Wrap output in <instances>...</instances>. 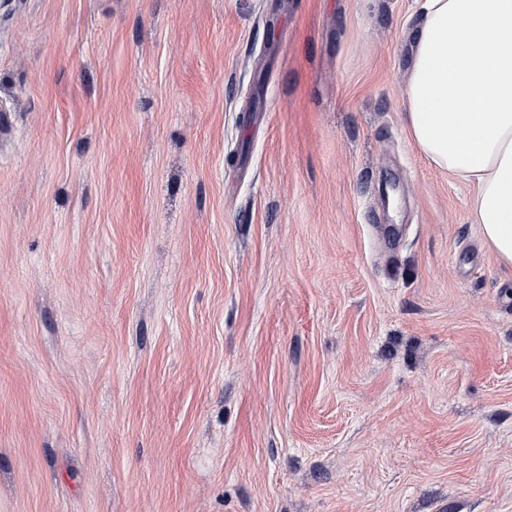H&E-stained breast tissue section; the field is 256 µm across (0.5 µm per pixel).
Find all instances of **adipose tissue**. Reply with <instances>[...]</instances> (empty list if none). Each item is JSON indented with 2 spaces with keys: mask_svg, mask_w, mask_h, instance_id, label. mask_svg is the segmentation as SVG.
<instances>
[{
  "mask_svg": "<svg viewBox=\"0 0 512 512\" xmlns=\"http://www.w3.org/2000/svg\"><path fill=\"white\" fill-rule=\"evenodd\" d=\"M404 96L410 139L471 185L472 221L512 267V0H422Z\"/></svg>",
  "mask_w": 512,
  "mask_h": 512,
  "instance_id": "adipose-tissue-1",
  "label": "adipose tissue"
}]
</instances>
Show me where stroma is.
<instances>
[{"instance_id":"1","label":"stroma","mask_w":512,"mask_h":512,"mask_svg":"<svg viewBox=\"0 0 512 512\" xmlns=\"http://www.w3.org/2000/svg\"><path fill=\"white\" fill-rule=\"evenodd\" d=\"M417 16L0 6V512H512V269L404 128Z\"/></svg>"}]
</instances>
